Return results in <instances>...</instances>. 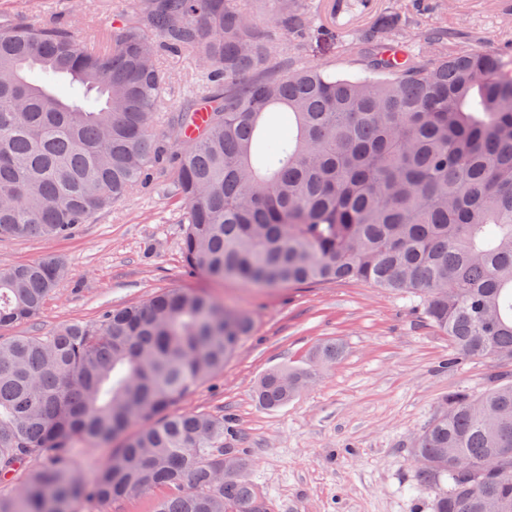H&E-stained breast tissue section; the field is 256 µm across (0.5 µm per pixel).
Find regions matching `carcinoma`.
I'll return each instance as SVG.
<instances>
[{
  "instance_id": "1",
  "label": "carcinoma",
  "mask_w": 512,
  "mask_h": 512,
  "mask_svg": "<svg viewBox=\"0 0 512 512\" xmlns=\"http://www.w3.org/2000/svg\"><path fill=\"white\" fill-rule=\"evenodd\" d=\"M139 0L95 42L69 29L0 23V237L64 238L147 183L177 145L170 193L185 204L186 266L211 281L360 280L413 299L456 359L512 362V65L446 30L435 53L359 74L278 65L268 31L306 30L303 0ZM380 43L407 42L379 22ZM194 56L211 84L167 112L160 48ZM206 108V128L187 136ZM67 274L56 259L0 269V329L30 321ZM252 322L203 290L174 288L92 324L0 336V478L37 458L0 512L167 489L154 512H267L224 451V414L177 412L224 369ZM342 348L268 371L266 409L312 386ZM124 443L86 483L79 438ZM431 512H512V380L452 396L416 437Z\"/></svg>"
}]
</instances>
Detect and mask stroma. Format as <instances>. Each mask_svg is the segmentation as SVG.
Here are the masks:
<instances>
[{
    "label": "stroma",
    "instance_id": "1",
    "mask_svg": "<svg viewBox=\"0 0 512 512\" xmlns=\"http://www.w3.org/2000/svg\"><path fill=\"white\" fill-rule=\"evenodd\" d=\"M368 2L340 21L332 0H305L311 24L288 38L289 56L358 70L350 41L385 17L406 30L416 52L427 50L425 29L442 27L475 48L512 54V14L500 0ZM136 8V0H0V19L67 27L92 41ZM164 63L165 107L201 92L205 77L195 59L169 54ZM170 179L168 165L155 166L151 184L68 238H0V268L53 257L70 270L37 320L0 336L89 324L103 308L134 305L165 289L204 290L250 315L254 328L223 371L199 383L180 408L233 418L237 433L224 445L246 454L247 475L269 512H429L432 493L412 463L414 438L446 397L478 395L512 379V364L478 357L449 364L447 337L409 297L366 282L255 288L191 273L181 251L184 204L163 190ZM327 340L343 347L336 364L288 405L259 406L253 390L264 373L305 362Z\"/></svg>",
    "mask_w": 512,
    "mask_h": 512
}]
</instances>
